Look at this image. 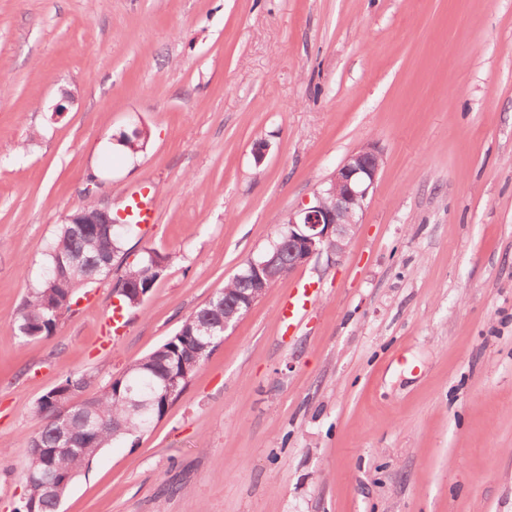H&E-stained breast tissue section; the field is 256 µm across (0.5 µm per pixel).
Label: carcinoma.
<instances>
[{
	"instance_id": "carcinoma-1",
	"label": "carcinoma",
	"mask_w": 512,
	"mask_h": 512,
	"mask_svg": "<svg viewBox=\"0 0 512 512\" xmlns=\"http://www.w3.org/2000/svg\"><path fill=\"white\" fill-rule=\"evenodd\" d=\"M137 228L127 225L128 234L119 227L112 231L82 232L76 224H62L45 253L44 270L37 287L31 289L23 307L13 320L14 329L26 340L52 336L62 319L73 312L75 288L105 275L98 268L104 260L119 258L124 240ZM173 252L144 249L140 256L125 264L119 279L135 288H154L167 268L176 260ZM241 269L209 301L190 313L177 332L142 358L129 364L100 394L86 405L69 404L71 382L84 379L69 375L42 396L33 407L41 428L31 439V450L22 467L25 493L24 512H59L58 500L46 492L42 476L50 474L63 481L73 480L89 468L103 449L120 441L136 438L159 421L178 398L192 375L217 349L224 299L239 288H258ZM178 377L173 395L167 393V381ZM136 387L152 396V414L140 416L129 403L128 388ZM77 440L73 448L56 453H38V448H59L69 438Z\"/></svg>"
}]
</instances>
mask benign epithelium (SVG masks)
<instances>
[{"label": "benign epithelium", "mask_w": 512, "mask_h": 512, "mask_svg": "<svg viewBox=\"0 0 512 512\" xmlns=\"http://www.w3.org/2000/svg\"><path fill=\"white\" fill-rule=\"evenodd\" d=\"M383 162L382 154L369 144L349 154L331 175L328 182L316 190L305 205L288 212V254L276 250L262 252L247 261L249 273L276 282L286 272L309 263L323 254L332 260L341 259L356 234L367 205L376 188ZM70 224L119 225L122 216H112L110 210H100L88 219L76 212L66 218ZM260 296L242 288L229 304L232 313L224 316V328L238 321L236 315H245Z\"/></svg>", "instance_id": "1"}]
</instances>
